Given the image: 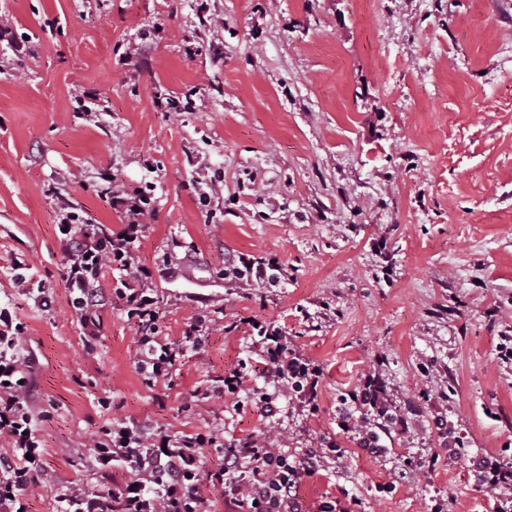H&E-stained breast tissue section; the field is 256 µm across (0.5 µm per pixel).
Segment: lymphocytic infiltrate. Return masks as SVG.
Masks as SVG:
<instances>
[{"mask_svg": "<svg viewBox=\"0 0 512 512\" xmlns=\"http://www.w3.org/2000/svg\"><path fill=\"white\" fill-rule=\"evenodd\" d=\"M110 205L121 217V228H102L91 234L85 230L82 211L64 198L57 203L70 304L79 316L85 340L96 339L102 329V270L119 271L115 294L138 333L135 366L153 386L168 380L187 353L203 349L208 327L200 317L180 339L160 333L151 273L136 253L144 219L155 211L150 188L114 191ZM281 271L277 259L244 254L224 269L226 276L256 284L279 282ZM246 323L251 327L247 348L261 369L255 375L244 365L225 371L219 393L239 400L248 395L249 384L257 376L264 383L258 402L264 425L276 424L280 399L287 392L295 395L303 410L316 413L323 366L297 352L282 325L252 317ZM24 332L14 308L0 304V438H8L11 444L9 453L0 454V512H29L25 490L45 470L43 444L35 434L29 406L36 361L23 350ZM383 363V358H376L336 407L338 429L375 457L386 455L387 439L408 434L415 426L411 412L394 404ZM210 452L220 461L209 473L210 482L214 489L223 490L229 512H303L296 488L312 470L308 454L289 456L263 434L245 438L212 433L170 435L130 420L113 426L93 449L97 469L125 468L128 480L102 492L68 487L59 496L62 512H199V474ZM467 458L477 485L498 493L495 512H512V498L507 495L512 489V464L492 453Z\"/></svg>", "mask_w": 512, "mask_h": 512, "instance_id": "obj_1", "label": "lymphocytic infiltrate"}]
</instances>
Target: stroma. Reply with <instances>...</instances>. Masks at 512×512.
I'll list each match as a JSON object with an SVG mask.
<instances>
[{"mask_svg":"<svg viewBox=\"0 0 512 512\" xmlns=\"http://www.w3.org/2000/svg\"><path fill=\"white\" fill-rule=\"evenodd\" d=\"M0 302L38 359L33 401L48 475L32 512H59L76 484L127 473L89 449L113 422L169 434L257 430L252 405L206 398L247 358L240 318L285 326L326 369L316 414L282 397L270 438L311 452L306 512H494L464 461L414 482L407 462L436 447L434 399L466 454L512 463V0H0ZM96 90L93 112L75 98ZM189 100L179 112L166 99ZM156 198L137 252L153 274L163 335L203 316L209 338L168 384L134 365L135 330L107 291L102 334L85 341L63 280L57 199L115 227L116 188ZM245 253L278 257L274 286L225 279ZM25 285H18V273ZM52 300L42 307L41 296ZM397 406L420 425L374 458L338 436L336 406L376 357ZM433 363L429 376L420 364Z\"/></svg>","mask_w":512,"mask_h":512,"instance_id":"35a3bbf8","label":"stroma"}]
</instances>
